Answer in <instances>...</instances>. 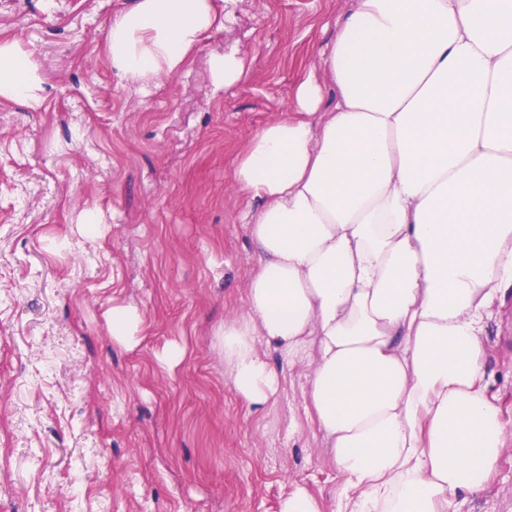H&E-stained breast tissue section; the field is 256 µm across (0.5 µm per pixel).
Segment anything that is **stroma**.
<instances>
[{"label": "stroma", "instance_id": "stroma-1", "mask_svg": "<svg viewBox=\"0 0 512 512\" xmlns=\"http://www.w3.org/2000/svg\"><path fill=\"white\" fill-rule=\"evenodd\" d=\"M127 0H0V36L44 101L0 98V506L10 512H279L305 490L338 512L341 477L309 411L310 368L274 348L278 392L236 396L216 334L255 267L231 180L249 138L291 113L355 0H233L188 69L140 93L102 51ZM246 72L214 91L212 56ZM138 310L133 347L115 305ZM505 424L495 473L459 512H512V293L485 329ZM175 345L186 355L164 361ZM142 328L143 319L136 309L129 306H113L112 337L119 344L124 346L133 344Z\"/></svg>", "mask_w": 512, "mask_h": 512}]
</instances>
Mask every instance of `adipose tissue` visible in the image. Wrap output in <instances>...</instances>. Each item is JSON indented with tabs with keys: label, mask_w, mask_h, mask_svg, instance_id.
I'll return each mask as SVG.
<instances>
[{
	"label": "adipose tissue",
	"mask_w": 512,
	"mask_h": 512,
	"mask_svg": "<svg viewBox=\"0 0 512 512\" xmlns=\"http://www.w3.org/2000/svg\"><path fill=\"white\" fill-rule=\"evenodd\" d=\"M224 0H132L104 40L118 81L182 73ZM339 89L297 88L232 171L256 265L218 332L249 407L277 392L259 346L312 368L345 512H456L494 472L484 319L512 288V0H356L327 46ZM0 97L43 84L0 39Z\"/></svg>",
	"instance_id": "ef3b65f1"
}]
</instances>
